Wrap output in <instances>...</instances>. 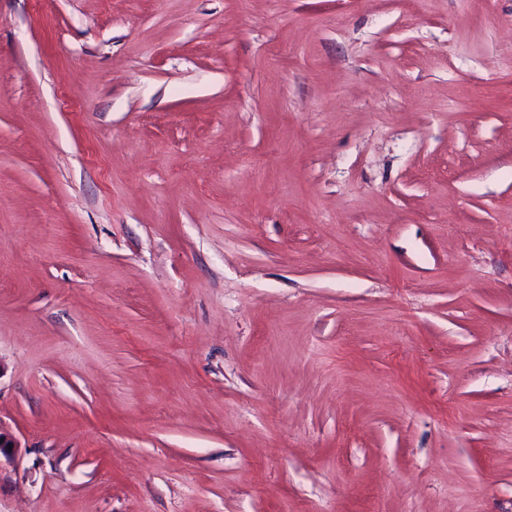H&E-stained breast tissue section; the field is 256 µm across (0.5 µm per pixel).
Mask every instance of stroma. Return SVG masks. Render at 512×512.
Masks as SVG:
<instances>
[{
    "instance_id": "35a3bbf8",
    "label": "stroma",
    "mask_w": 512,
    "mask_h": 512,
    "mask_svg": "<svg viewBox=\"0 0 512 512\" xmlns=\"http://www.w3.org/2000/svg\"><path fill=\"white\" fill-rule=\"evenodd\" d=\"M0 512H512V0H0Z\"/></svg>"
}]
</instances>
